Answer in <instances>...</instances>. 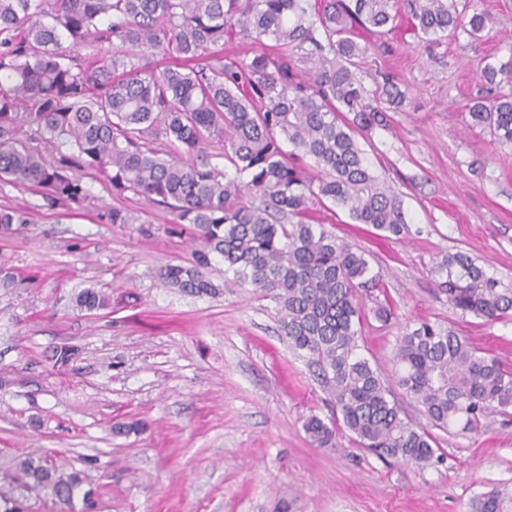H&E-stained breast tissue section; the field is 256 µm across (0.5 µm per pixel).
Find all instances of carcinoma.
<instances>
[{
    "label": "carcinoma",
    "mask_w": 512,
    "mask_h": 512,
    "mask_svg": "<svg viewBox=\"0 0 512 512\" xmlns=\"http://www.w3.org/2000/svg\"><path fill=\"white\" fill-rule=\"evenodd\" d=\"M409 7L414 31L437 40L462 33L477 42L490 24L448 0ZM398 18L399 0H0V182L41 189L50 209L82 207L92 199L82 176L90 170L115 195L170 208L198 247L189 264L164 265L157 277L215 297L223 288L207 270L216 256L231 282L276 303L281 330L332 402L329 418L306 419L313 441L335 447L347 432L380 457L423 465L442 457L440 439L402 415L396 392L433 428L477 434L495 416L512 418V364L451 326L423 321L397 337L395 369L384 377L361 345L360 296L379 287L378 276L365 252L311 216L329 203L379 236L405 232L401 200L355 139L383 122L382 102L401 98L388 78L372 92L358 79L360 32L384 37ZM232 37L250 53L224 55ZM65 41L107 43L112 54L84 62ZM157 53L170 59L161 70ZM480 77L498 92L469 108L471 124L512 146V60L485 64ZM24 126L27 143L17 136ZM215 143L218 154L209 152ZM29 222L1 207L0 239ZM432 274L462 314L512 320V285L468 256H445ZM71 302L94 311L110 295L90 285ZM373 312L385 324L396 317L387 298ZM75 356L63 345L51 359L64 368ZM17 470L12 480L24 489L94 507L77 470L30 456ZM469 512H512V496L481 493Z\"/></svg>",
    "instance_id": "cac0c4a2"
}]
</instances>
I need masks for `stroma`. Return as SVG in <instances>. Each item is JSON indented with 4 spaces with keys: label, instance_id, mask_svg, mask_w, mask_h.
I'll use <instances>...</instances> for the list:
<instances>
[{
    "label": "stroma",
    "instance_id": "obj_1",
    "mask_svg": "<svg viewBox=\"0 0 512 512\" xmlns=\"http://www.w3.org/2000/svg\"><path fill=\"white\" fill-rule=\"evenodd\" d=\"M489 13L492 30L429 44L407 23L394 34H361L357 72L367 89L393 75L405 97L384 125L357 141L372 171L402 202L407 232L381 238L340 209L316 208L315 223L364 250L397 307L377 321L363 304L364 353L394 369L406 325L439 322L512 363V322L462 314L430 273L462 252L488 276L512 283V147L465 124L467 106L491 91L484 60L512 59V0H456ZM87 207L50 209L39 193L0 182V207L28 211L19 235L0 240L12 288H0V479L18 459L40 455L82 471L92 512H467L499 487L512 493V421L483 433L441 434V462L383 460L349 438L320 448L304 429L332 406L313 368L280 331L267 297L224 279L213 260L215 298L164 287L159 266L191 256L170 209L113 195L95 175ZM137 224H112V208ZM108 288V308H72L77 289ZM77 355L52 366L54 347Z\"/></svg>",
    "mask_w": 512,
    "mask_h": 512
}]
</instances>
